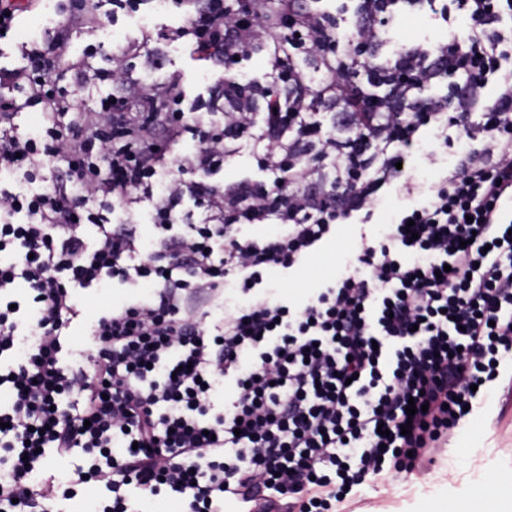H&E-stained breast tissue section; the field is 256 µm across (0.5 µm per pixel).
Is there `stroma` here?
<instances>
[{"label": "stroma", "mask_w": 512, "mask_h": 512, "mask_svg": "<svg viewBox=\"0 0 512 512\" xmlns=\"http://www.w3.org/2000/svg\"><path fill=\"white\" fill-rule=\"evenodd\" d=\"M357 229L338 227L335 239L294 273L275 269L270 281L291 304L299 306L313 289L339 274L355 240ZM434 462L419 476H389L366 487L363 500L350 503L351 512H427L433 503L452 495L477 498L485 490L484 478L499 464L512 463V375H504L486 389L467 426L457 430L449 448L432 453Z\"/></svg>", "instance_id": "1"}]
</instances>
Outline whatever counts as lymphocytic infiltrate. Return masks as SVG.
Here are the masks:
<instances>
[{
    "label": "lymphocytic infiltrate",
    "instance_id": "f902f5d3",
    "mask_svg": "<svg viewBox=\"0 0 512 512\" xmlns=\"http://www.w3.org/2000/svg\"><path fill=\"white\" fill-rule=\"evenodd\" d=\"M148 2L0 0V512L80 499L33 482L78 450L93 512L163 493L186 512H337L366 482L424 471L512 357V0H451L448 38L394 53L395 24L432 0H169L167 21L109 52L95 41ZM50 4L55 25L30 36ZM175 45L209 72L192 107L166 67ZM23 107L36 133L19 131ZM246 143L263 178H223ZM373 223L304 305L275 294L272 269ZM102 282L152 291L87 319L74 290ZM76 325L74 369L60 354ZM227 380L238 397L219 409Z\"/></svg>",
    "mask_w": 512,
    "mask_h": 512
}]
</instances>
